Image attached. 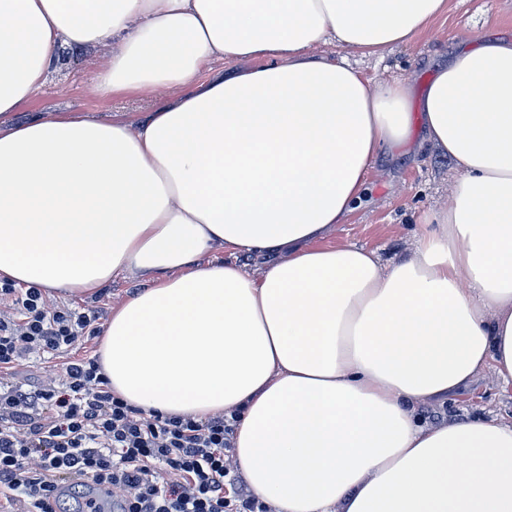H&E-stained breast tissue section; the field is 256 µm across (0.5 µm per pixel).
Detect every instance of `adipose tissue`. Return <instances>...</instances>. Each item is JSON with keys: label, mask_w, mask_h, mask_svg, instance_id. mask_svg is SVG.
Returning a JSON list of instances; mask_svg holds the SVG:
<instances>
[{"label": "adipose tissue", "mask_w": 512, "mask_h": 512, "mask_svg": "<svg viewBox=\"0 0 512 512\" xmlns=\"http://www.w3.org/2000/svg\"><path fill=\"white\" fill-rule=\"evenodd\" d=\"M446 9L0 0V116L63 46L106 56L104 90L161 97L142 121L0 126V278L80 298L140 280L100 346L113 393L239 412L232 458L272 512H512V423L416 413L486 369L512 385V37L461 38L419 97L314 52L380 55ZM385 149L459 175L388 262L327 242ZM221 249L266 262H208Z\"/></svg>", "instance_id": "1"}]
</instances>
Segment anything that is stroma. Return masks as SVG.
I'll return each mask as SVG.
<instances>
[{"label": "stroma", "instance_id": "1", "mask_svg": "<svg viewBox=\"0 0 512 512\" xmlns=\"http://www.w3.org/2000/svg\"><path fill=\"white\" fill-rule=\"evenodd\" d=\"M489 34L512 37V0H448L447 12L410 45L381 57L358 51L349 57L373 82L405 80L420 95L462 37ZM103 66L99 53L67 48L44 86L7 116V123L21 124L53 112H76L106 121L125 115L146 118L153 107L152 97L133 91L102 92L97 76ZM457 180L448 158L383 152L369 173L358 209L329 241L359 244L385 260L406 253L415 242L422 214L447 203ZM137 286L136 279L120 276L96 296L73 299L71 305L98 308L106 321ZM420 412L432 424L476 416L508 421L512 419V388L502 389L488 369L445 403L421 406Z\"/></svg>", "mask_w": 512, "mask_h": 512}]
</instances>
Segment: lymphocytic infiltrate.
<instances>
[{"mask_svg":"<svg viewBox=\"0 0 512 512\" xmlns=\"http://www.w3.org/2000/svg\"><path fill=\"white\" fill-rule=\"evenodd\" d=\"M101 333L100 313L0 282V512H60L63 490L111 489L112 512H270L226 458L237 414L204 421L136 408L97 359L59 382L18 381L35 353L64 354Z\"/></svg>","mask_w":512,"mask_h":512,"instance_id":"f902f5d3","label":"lymphocytic infiltrate"}]
</instances>
